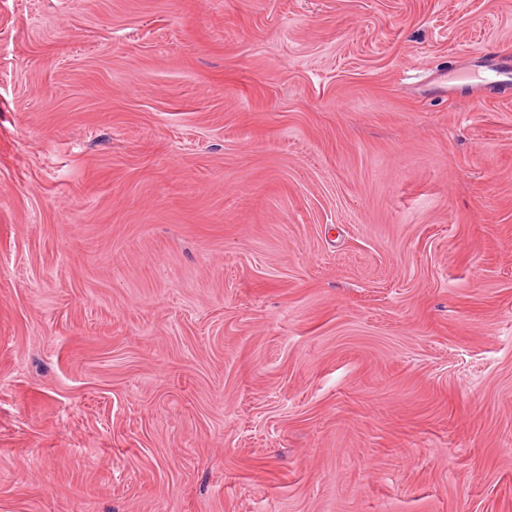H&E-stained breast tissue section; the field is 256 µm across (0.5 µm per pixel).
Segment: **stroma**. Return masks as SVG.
<instances>
[{"label": "stroma", "mask_w": 512, "mask_h": 512, "mask_svg": "<svg viewBox=\"0 0 512 512\" xmlns=\"http://www.w3.org/2000/svg\"><path fill=\"white\" fill-rule=\"evenodd\" d=\"M489 54L512 0H0V512H512Z\"/></svg>", "instance_id": "stroma-1"}]
</instances>
